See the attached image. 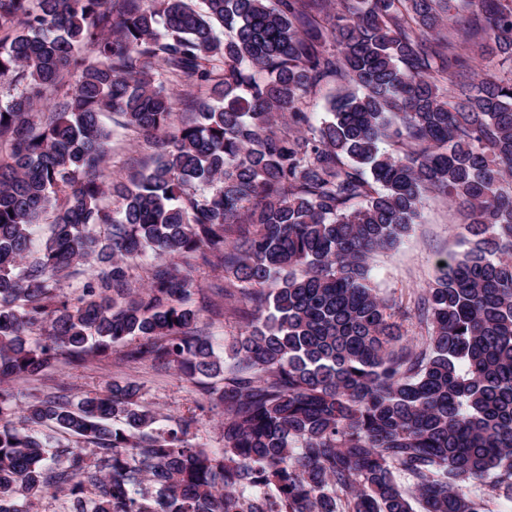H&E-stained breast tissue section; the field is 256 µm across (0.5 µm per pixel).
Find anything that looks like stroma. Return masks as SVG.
I'll return each instance as SVG.
<instances>
[{
    "instance_id": "obj_1",
    "label": "stroma",
    "mask_w": 512,
    "mask_h": 512,
    "mask_svg": "<svg viewBox=\"0 0 512 512\" xmlns=\"http://www.w3.org/2000/svg\"><path fill=\"white\" fill-rule=\"evenodd\" d=\"M109 124L107 172L111 176L125 175L149 167L154 159L132 131L115 126L111 116H104ZM470 233L463 213L447 200L427 194L420 214L409 235L389 252H380L372 258V283L379 294L392 304L393 319L402 326L410 342H419L427 329L411 315L415 297L428 287L436 276L439 259L459 254L468 247ZM131 378L144 388L145 398L166 415H194L199 419L198 441L205 448L217 451L223 446L220 409L205 406L197 385L172 368L156 369L144 362L133 366L117 362H87L78 367H63L45 379L31 383L29 392L63 385L67 394L79 396L91 391L105 390L115 380Z\"/></svg>"
}]
</instances>
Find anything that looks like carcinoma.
Instances as JSON below:
<instances>
[{
    "mask_svg": "<svg viewBox=\"0 0 512 512\" xmlns=\"http://www.w3.org/2000/svg\"><path fill=\"white\" fill-rule=\"evenodd\" d=\"M461 3L483 61L512 60V0H0V80L23 86L0 104V512L48 494L70 512L512 503V77H470L448 31ZM330 80L314 125L302 104ZM194 82L214 100L181 101L195 118L169 136ZM106 112L158 149L150 170L105 179ZM430 192L468 211L473 240L437 267L416 304L427 336L405 344L370 260ZM188 258L229 279L210 314L256 312L224 387L203 388L220 453L135 381L16 402L129 339L124 362L223 372Z\"/></svg>",
    "mask_w": 512,
    "mask_h": 512,
    "instance_id": "cac0c4a2",
    "label": "carcinoma"
}]
</instances>
